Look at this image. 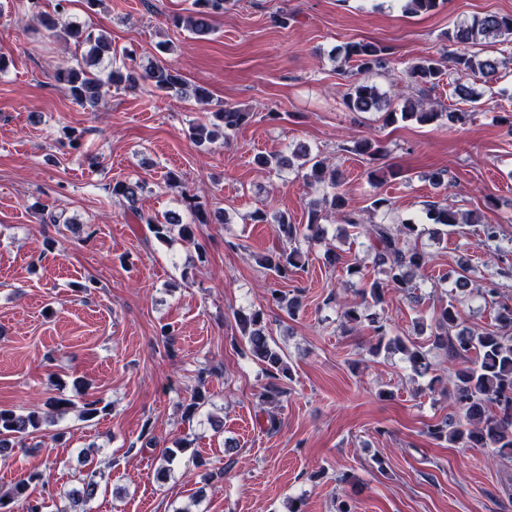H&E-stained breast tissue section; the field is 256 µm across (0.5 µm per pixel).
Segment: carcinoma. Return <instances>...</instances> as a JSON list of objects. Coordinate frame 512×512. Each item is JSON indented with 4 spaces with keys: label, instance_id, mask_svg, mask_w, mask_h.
<instances>
[{
    "label": "carcinoma",
    "instance_id": "cac0c4a2",
    "mask_svg": "<svg viewBox=\"0 0 512 512\" xmlns=\"http://www.w3.org/2000/svg\"><path fill=\"white\" fill-rule=\"evenodd\" d=\"M70 0H58L56 15L42 12L31 13L28 21L45 29L51 36L68 37L87 46L86 54L57 73L58 82L65 89L73 103L84 109L95 110L102 101V87L106 84L115 89L136 91L147 90L152 93L186 94V82L179 72L161 61H149L140 64L134 57V51L122 53L121 64L113 59L117 53L102 31L91 26L61 20ZM226 0H193V9L188 15L179 17L175 24L195 35L203 36L210 32L212 15L224 11ZM440 0H403L404 11L412 14L430 13L438 8ZM512 36V15L487 14L475 17L471 22L448 31L447 39L452 46H463V51L448 53V73L455 75L454 95L463 102L476 103L480 94L466 84L467 79L480 73L491 80L497 79L499 62L486 57L481 58L475 52L466 50L483 40L507 38ZM344 60L353 61L361 72H373L384 68L386 64L385 48L375 42H350L344 47ZM443 69L439 60L424 57L415 62L409 70V79L419 99H406L400 110L391 108V103L380 93L377 86L366 81L350 84L343 98L344 106L352 112L388 111L395 121H414L418 124H432L446 120L450 123L462 121L467 112L456 108L437 109L424 107L428 94L438 86ZM249 118L243 112L227 104H220L212 112V121L193 124L188 129L191 140L203 144L215 139L218 134L238 129ZM353 151L377 161L386 153V148L376 140L364 139L355 142ZM299 159V168L303 169V178L310 183H318L329 188L324 197L325 206L338 213L341 221L351 228H360L369 242L372 260L393 287L406 294L410 301L416 302L417 284L413 282L416 273L426 265V253L410 246L413 239L419 238L423 230L418 224H367L360 214L347 209L345 195L339 192L341 184L336 169L330 167L327 159L319 154H311L306 149H298L292 156L285 154H257L255 165L262 171L280 172L293 165L292 159ZM146 181L137 177L117 181L108 185L107 191L113 201L132 212L137 223L147 225L150 233L160 242H168L173 233L186 240L194 236L193 225L182 223L171 214L159 216L140 210L137 206L139 195L144 191ZM430 220L436 225L431 230L434 238L448 234V228L458 224H471V219H461L458 212L436 204L430 205ZM250 219L256 224H273L277 237L289 243L304 240L308 243L319 242L324 238L325 229L321 224L322 211L309 212L308 222L294 224L286 213L272 217L263 209L254 210ZM481 244L493 245L498 252H506L501 246V231L497 224H484L481 228ZM301 251L294 247L290 250L282 247L272 249L255 256L257 265L269 272L275 281L286 282L300 266ZM455 286L451 288L448 303L437 308L432 315L434 330L430 334L431 345L448 354V362L463 364L454 372L453 387L448 391L454 405L453 413L445 416L441 422L429 425L426 434L435 441H446L461 448H491L501 457L512 458V298L503 291L505 284L491 281L479 293L485 303L495 311V324L492 329L472 330L458 328V306L469 298L473 289L469 285L474 281L477 270L461 262ZM272 300L285 307L288 314L294 315L300 309L298 297H287L278 288L269 289ZM360 303L340 311V325L354 329L363 322L370 323L378 337L372 352L382 349L399 352L405 356L411 370L417 375L429 371V363L423 347L398 334H390L387 321L373 311L384 298V288L377 280L369 282L360 290ZM262 312L255 310L249 314H238L237 323L241 341L254 360L264 370L268 382L259 392L262 405H279L285 391L281 380L290 375L284 355L280 348L271 343L262 326ZM107 407L93 396L87 397L80 410V417L92 420L104 413ZM43 423V417L36 411L18 413L13 410H0V455H6L14 445L23 442ZM98 472L89 470L79 481V485L65 492L68 504L57 512H89L88 504L95 497L99 483ZM47 483L41 473H32L20 477L7 491L0 492V512H15L14 504L24 502L25 512H43L45 502L31 498V485Z\"/></svg>",
    "mask_w": 512,
    "mask_h": 512
}]
</instances>
